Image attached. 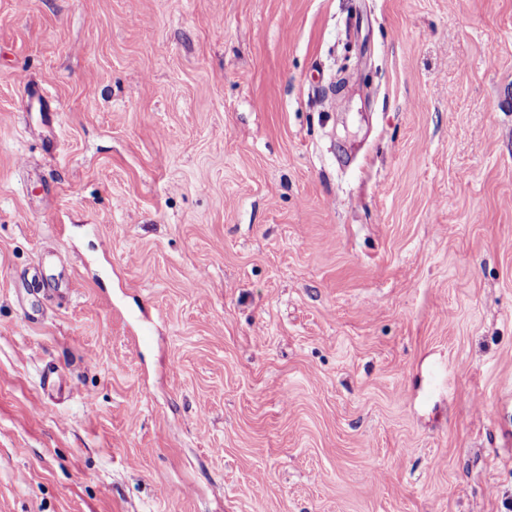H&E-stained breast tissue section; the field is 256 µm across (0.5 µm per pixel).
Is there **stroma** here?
I'll list each match as a JSON object with an SVG mask.
<instances>
[{
	"instance_id": "stroma-1",
	"label": "stroma",
	"mask_w": 512,
	"mask_h": 512,
	"mask_svg": "<svg viewBox=\"0 0 512 512\" xmlns=\"http://www.w3.org/2000/svg\"><path fill=\"white\" fill-rule=\"evenodd\" d=\"M0 512H512V0H0Z\"/></svg>"
}]
</instances>
